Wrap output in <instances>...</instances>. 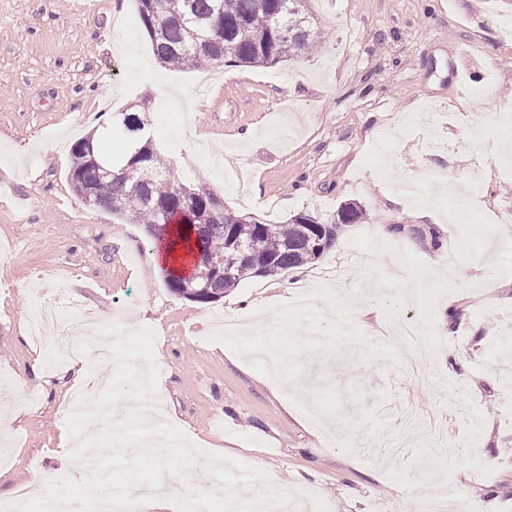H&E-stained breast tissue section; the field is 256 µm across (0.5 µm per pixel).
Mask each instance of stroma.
I'll use <instances>...</instances> for the list:
<instances>
[{"label":"stroma","mask_w":512,"mask_h":512,"mask_svg":"<svg viewBox=\"0 0 512 512\" xmlns=\"http://www.w3.org/2000/svg\"><path fill=\"white\" fill-rule=\"evenodd\" d=\"M315 52L271 66L164 67L134 0H0V403L8 459L0 500L58 453L69 399L62 367L14 385L36 352L31 310L64 293L99 317L151 328L164 407L200 448L262 470L252 487L315 490L327 512H421L428 496L512 512V0H311ZM148 104L155 151L179 182L269 223L363 219L305 267L242 281L219 301L172 293L143 225L84 207L71 149L112 113ZM395 224L381 238L375 225ZM455 292L422 291L429 265ZM341 271L318 306L334 333L310 360L284 283ZM240 319L287 362L271 371L238 343L207 340ZM402 318L428 345H394ZM288 328L280 335L278 327Z\"/></svg>","instance_id":"1"}]
</instances>
